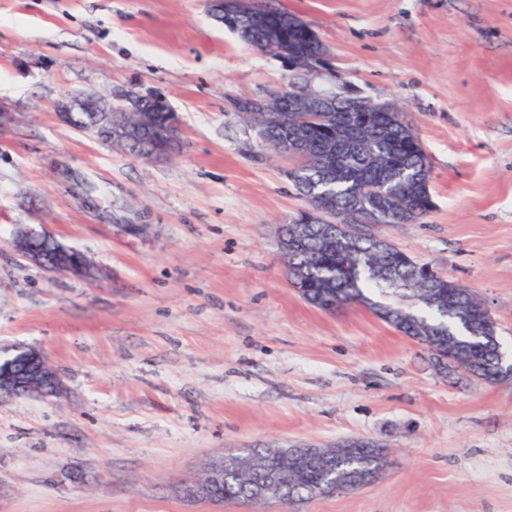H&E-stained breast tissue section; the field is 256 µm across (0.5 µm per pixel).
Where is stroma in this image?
I'll return each instance as SVG.
<instances>
[{"instance_id":"35a3bbf8","label":"stroma","mask_w":512,"mask_h":512,"mask_svg":"<svg viewBox=\"0 0 512 512\" xmlns=\"http://www.w3.org/2000/svg\"><path fill=\"white\" fill-rule=\"evenodd\" d=\"M257 2L310 21L343 79L404 112L435 207L373 231L471 288L512 352V0ZM287 80L210 0H0V344L60 379L0 402V512H512V380L443 370L364 306L320 310L287 280L279 227L306 204L230 106ZM122 87L166 96L168 159L54 115ZM21 226L101 277L22 259ZM351 438L388 453L355 492L251 506L180 489L259 443Z\"/></svg>"}]
</instances>
